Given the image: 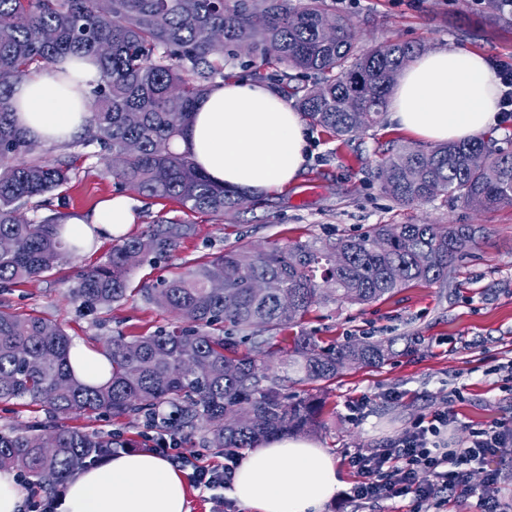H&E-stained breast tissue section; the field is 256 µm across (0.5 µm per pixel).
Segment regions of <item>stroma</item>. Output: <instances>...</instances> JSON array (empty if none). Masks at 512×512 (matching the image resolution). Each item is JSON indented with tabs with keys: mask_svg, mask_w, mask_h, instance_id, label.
<instances>
[{
	"mask_svg": "<svg viewBox=\"0 0 512 512\" xmlns=\"http://www.w3.org/2000/svg\"><path fill=\"white\" fill-rule=\"evenodd\" d=\"M347 16L356 47L385 40L423 44L426 50L464 47L487 62L512 63V23L492 19L473 0H333ZM309 154L297 181L258 199L255 206L217 219L184 208L177 201L154 199L126 190L135 222L130 235L153 221L175 219L194 225L174 255L160 267L137 269L133 287L157 277L177 276L186 267L244 244L265 247L288 241L315 242L352 233L370 224H481L488 231L446 280L417 284L369 305L327 302L316 305L298 323L281 329L283 345L307 332L324 341L368 337L392 340L397 355L377 367H355L320 393L326 399L322 428L311 441L335 455L345 487L358 475L348 464L357 450L384 447L411 420L450 406L456 421L448 429L453 441L470 431L512 422V206L480 209L444 203L442 197L401 206L382 194L373 173L388 150L417 145L389 117L347 141L309 126ZM39 157L72 164L71 182L63 187L68 213L86 214L117 195L102 157L83 148L41 144ZM112 248L104 242L87 254L64 253L56 268L42 277L0 287V307L32 312L61 322L69 336L101 348L112 336L148 335L182 326L176 314L134 296L108 312L81 310L68 290L77 273L103 263ZM368 406L361 420L350 417L360 399ZM74 426L120 436L137 449H148L154 431L144 416L120 419L85 415Z\"/></svg>",
	"mask_w": 512,
	"mask_h": 512,
	"instance_id": "35a3bbf8",
	"label": "stroma"
}]
</instances>
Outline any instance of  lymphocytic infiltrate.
Instances as JSON below:
<instances>
[{
  "label": "lymphocytic infiltrate",
  "instance_id": "obj_1",
  "mask_svg": "<svg viewBox=\"0 0 512 512\" xmlns=\"http://www.w3.org/2000/svg\"><path fill=\"white\" fill-rule=\"evenodd\" d=\"M454 421V413L442 408L415 418L385 447L351 454L359 479L350 498L367 503L408 496L412 512H442L449 498L467 494V466L511 453L512 426L484 428L452 446L446 433Z\"/></svg>",
  "mask_w": 512,
  "mask_h": 512
}]
</instances>
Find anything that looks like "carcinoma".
<instances>
[{
	"label": "carcinoma",
	"mask_w": 512,
	"mask_h": 512,
	"mask_svg": "<svg viewBox=\"0 0 512 512\" xmlns=\"http://www.w3.org/2000/svg\"><path fill=\"white\" fill-rule=\"evenodd\" d=\"M247 49L251 63L273 62L320 76L296 87L297 107L310 123L343 140L382 115L395 77L422 46L384 42L355 50L348 19L327 0H0V284H17L53 270L66 248L68 214L44 196L72 179V166L35 157L39 144L16 125L15 83L45 72L69 55L96 60L91 91L94 146L117 184L149 197L172 199L214 217L236 209L240 191L214 186L190 156L175 148L196 102L216 79L224 58ZM133 141L138 149L126 151ZM480 154L485 162L475 164ZM380 191L401 205L445 196L485 209L512 205V150L478 136L466 144L428 150L403 146L375 173ZM194 232L191 224L159 219L112 246L107 260L80 274L70 292L89 311L112 310L132 295L129 275L173 255ZM480 224H372L365 230L309 242L274 243L243 267L239 247L141 288L142 298L190 323L186 329L107 341L110 378L91 385L69 361L71 338L61 323L0 309V402L23 401L58 419L110 414L144 415L179 438L200 432L211 448H253L284 433L321 426L325 401L288 398L272 367L283 365L304 383H328L354 367L393 356L392 345L356 339L323 344L311 334L284 350L267 332L286 328L326 302L366 305L415 283H436L484 239ZM385 238L388 249L377 242ZM224 282L221 293L211 291ZM170 412L155 421L160 408ZM125 447L110 435L64 425L0 432V468H14L37 485L66 479L86 459Z\"/></svg>",
	"instance_id": "1"
}]
</instances>
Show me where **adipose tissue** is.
Segmentation results:
<instances>
[{
  "mask_svg": "<svg viewBox=\"0 0 512 512\" xmlns=\"http://www.w3.org/2000/svg\"><path fill=\"white\" fill-rule=\"evenodd\" d=\"M99 80L87 57L16 83L17 121L28 139L65 143L88 123V95ZM500 91L486 58L466 48L420 55L398 78L391 121L429 143L464 142L499 123ZM298 112L272 87L248 79L215 84L199 100L177 143L220 187L249 195L296 181L308 154ZM135 221L123 196L90 215L67 218L68 240L83 251L127 232ZM343 482L334 455L288 436L265 439L238 461L229 495L243 512H323ZM188 483L169 459L124 452L93 464L63 486L59 512H189Z\"/></svg>",
  "mask_w": 512,
  "mask_h": 512,
  "instance_id": "obj_1",
  "label": "adipose tissue"
}]
</instances>
